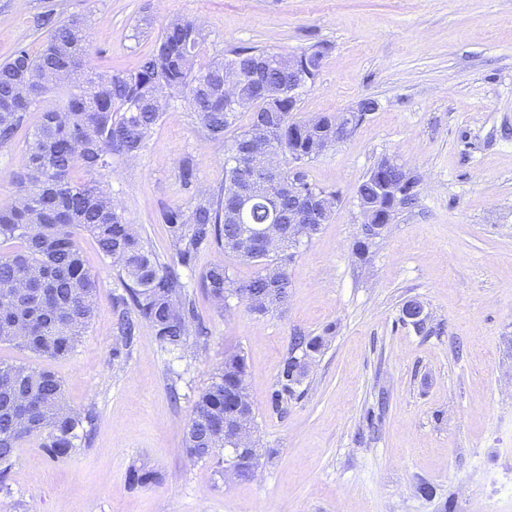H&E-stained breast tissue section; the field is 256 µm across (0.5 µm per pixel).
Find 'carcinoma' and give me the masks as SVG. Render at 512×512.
I'll return each mask as SVG.
<instances>
[{"instance_id":"cac0c4a2","label":"carcinoma","mask_w":512,"mask_h":512,"mask_svg":"<svg viewBox=\"0 0 512 512\" xmlns=\"http://www.w3.org/2000/svg\"><path fill=\"white\" fill-rule=\"evenodd\" d=\"M38 27L47 37L37 55L19 48L0 64V145L12 142L36 101L54 88L66 89V102L42 112L39 124L25 142L27 163L14 178L17 196L24 204L0 208V343L13 344L32 358L61 359L76 348L80 336L96 312V280L85 268L75 229L94 238L100 253L123 274L124 304H131L137 319L118 320L121 344L112 349L120 357L136 336L139 323L152 327L160 344L182 351L206 336L195 301L181 280L178 267H188L203 247L214 248L236 261L259 266L247 281L234 279L230 266L219 260L199 276V287L224 309L225 292L238 289L262 303L269 289L287 299L290 281L284 252L295 243L284 240L281 253L264 259L249 246L259 229L279 216L288 219V193L269 184L245 189L249 203L241 211L229 207L225 186L197 189L194 205L185 214L169 209L162 213L168 225L176 258L160 263L142 237L96 179L112 164V157L134 159L144 148L162 111L151 105L154 95L172 90L187 100L205 137L224 146L227 159L253 140L265 127L271 149L283 156V181L294 177L288 159V128L307 120L288 111V55L251 48L197 64L207 34L192 18H177L162 29L157 45L140 68L132 73L101 72L90 65L87 40L77 43L75 31L83 27L76 16L40 18ZM267 66H255L256 56ZM73 70L78 83L46 85L42 76L49 64ZM237 81L246 89H268V98L253 93L233 111L224 109V83ZM250 113L248 127L232 138L227 132L238 114ZM76 168L86 173L77 182ZM181 184L196 186L195 164L184 155L178 166ZM378 178L368 174L357 195L374 199ZM324 346L320 336H296L278 375L272 406L281 407L287 397L288 372L299 354H317ZM247 389L244 357L224 355L222 370L195 401L184 436V450L196 461L216 457L224 448V420L232 408L224 397ZM91 415L66 407L61 379L43 366L0 363V485L7 486L17 449L30 438L53 458H63L87 435L84 424Z\"/></svg>"}]
</instances>
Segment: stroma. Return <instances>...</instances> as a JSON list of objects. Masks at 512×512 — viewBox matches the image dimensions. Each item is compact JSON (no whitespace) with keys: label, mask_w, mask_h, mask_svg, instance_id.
<instances>
[{"label":"stroma","mask_w":512,"mask_h":512,"mask_svg":"<svg viewBox=\"0 0 512 512\" xmlns=\"http://www.w3.org/2000/svg\"><path fill=\"white\" fill-rule=\"evenodd\" d=\"M49 11L86 18L100 71L136 70L168 21L189 17L209 34L204 64L242 48L321 50L317 78L297 95L299 117L367 97L377 108L305 166L340 203L295 249L282 309H215L197 282L221 260L216 250L182 268L209 329L197 352L165 350L145 324L128 355L113 358L123 287L81 233L98 308L73 354L45 365L70 408L94 419L70 456L25 442L0 512H512V0H0V62L40 50L37 20ZM62 96L47 94L24 133L0 146V199L14 196L26 165L25 132ZM187 153L199 187L223 184V147L177 97L139 157L113 158L102 176L163 263L173 251L161 213L191 205L178 179ZM385 156L419 182L362 258L357 187ZM412 300L425 308L420 331L403 320ZM297 333L324 346L278 413L271 394ZM232 350L245 356L257 423L249 480H224L183 451L197 396ZM141 465L155 481H130Z\"/></svg>","instance_id":"1"}]
</instances>
